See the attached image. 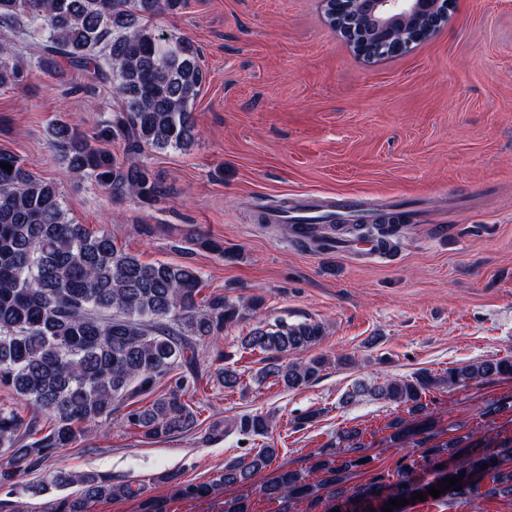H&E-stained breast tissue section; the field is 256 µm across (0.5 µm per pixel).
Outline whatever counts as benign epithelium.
<instances>
[{
	"instance_id": "obj_1",
	"label": "benign epithelium",
	"mask_w": 512,
	"mask_h": 512,
	"mask_svg": "<svg viewBox=\"0 0 512 512\" xmlns=\"http://www.w3.org/2000/svg\"><path fill=\"white\" fill-rule=\"evenodd\" d=\"M332 26L368 61L408 52L440 30L454 0H324Z\"/></svg>"
}]
</instances>
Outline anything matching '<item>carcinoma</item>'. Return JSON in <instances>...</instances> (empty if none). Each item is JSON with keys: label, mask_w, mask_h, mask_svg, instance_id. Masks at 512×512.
<instances>
[{"label": "carcinoma", "mask_w": 512, "mask_h": 512, "mask_svg": "<svg viewBox=\"0 0 512 512\" xmlns=\"http://www.w3.org/2000/svg\"><path fill=\"white\" fill-rule=\"evenodd\" d=\"M186 6L187 0H0V87L24 80L16 60L19 44L34 52L49 77H59L66 62L94 80H112L117 102L95 136L61 120L51 124L49 136L67 172L93 179L113 201H155L161 187L135 156L185 150L195 139L191 108L206 72L189 39L167 36L153 24ZM109 140L124 142L129 158L121 162L97 146ZM0 162L12 166L0 168V385L31 404L48 424L43 431L16 410L0 408V453L8 454L0 465V487L15 486L21 468H34L52 451L89 437L92 425L110 420L121 401L153 393L165 377L167 392L123 414L122 424L159 440L192 429L196 411L189 397L197 385V347L217 342L245 312L222 294L199 298L202 276L192 264L143 263L107 233L91 234L72 223L56 183L35 175L11 153L0 152ZM338 228L354 241L380 238L390 253L394 244L383 238H394L399 226L330 224L315 235L293 233L326 243ZM321 337L319 324L280 321L252 330L242 346L266 355L268 364L258 378L272 376L294 390L317 381L327 361H290L288 355L311 348ZM491 377H512L511 355L450 367L440 375L422 371L370 386L359 381L344 401L371 396L407 407L411 417L395 420L393 439L421 447L416 436L429 424L423 395ZM271 425L272 418L263 414H244L230 423L245 436H263ZM275 456L276 448L264 445L250 458L225 461L224 472L206 482L182 483L169 471L157 480L172 485L183 499H201L248 480ZM363 466L367 463L352 457L320 460L315 468L325 478L318 485L285 469L263 487L264 495L286 510L305 499L317 503L320 492L330 488L327 499L336 500L332 508L339 512H382L391 499L408 500L420 492L429 499L431 485L454 476L463 480L437 501L512 495V441L482 448L459 440L432 446L420 460L399 465L396 479L376 476L345 496L340 484ZM421 469L431 473L430 481L417 477ZM54 482L82 486L61 512H87L91 501L137 494L130 484L94 473L60 471Z\"/></svg>", "instance_id": "1"}]
</instances>
